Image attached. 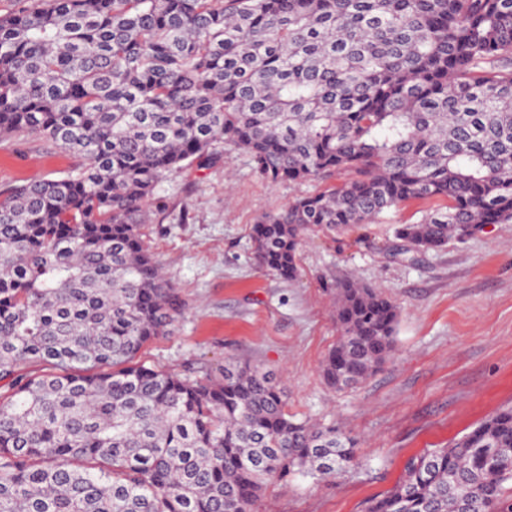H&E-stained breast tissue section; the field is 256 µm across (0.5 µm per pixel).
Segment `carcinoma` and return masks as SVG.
I'll return each mask as SVG.
<instances>
[{"mask_svg": "<svg viewBox=\"0 0 512 512\" xmlns=\"http://www.w3.org/2000/svg\"><path fill=\"white\" fill-rule=\"evenodd\" d=\"M19 2L0 14V137L83 163L0 194V512H256L270 483L359 465L267 372L137 360L182 307L141 226L219 143L264 179L324 183L253 226L284 279L308 233L411 200L431 207L389 252L412 261L512 224V0ZM334 294L322 374L344 389L390 356L398 311L350 279ZM364 512H512V408L410 458Z\"/></svg>", "mask_w": 512, "mask_h": 512, "instance_id": "obj_1", "label": "carcinoma"}]
</instances>
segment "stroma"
<instances>
[{"label":"stroma","instance_id":"obj_1","mask_svg":"<svg viewBox=\"0 0 512 512\" xmlns=\"http://www.w3.org/2000/svg\"><path fill=\"white\" fill-rule=\"evenodd\" d=\"M80 162L37 137L0 139V193ZM313 189L262 180L248 155L222 145L209 165L160 185L168 210L143 227L185 304L169 335L143 349L146 364L193 379L230 361L272 372L290 414L345 426L360 442L359 466L329 481L296 475L268 485L260 512H362L410 455L448 446L512 405V224L487 225L410 264L387 253L394 227L420 217L421 203L410 201L377 224L308 234L299 272L286 280L255 261L252 226ZM348 277L388 297L398 322L382 367L337 391L321 365L338 335L332 289Z\"/></svg>","mask_w":512,"mask_h":512}]
</instances>
